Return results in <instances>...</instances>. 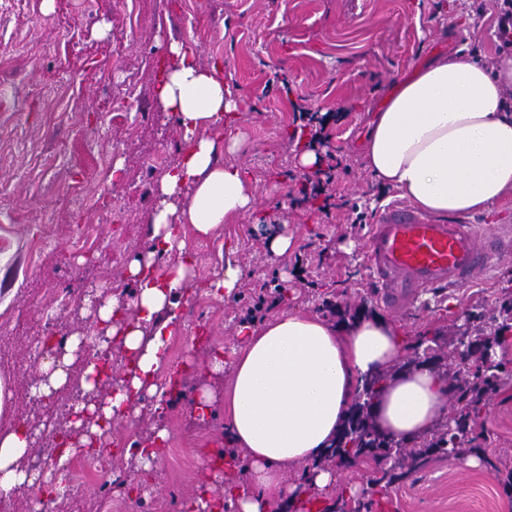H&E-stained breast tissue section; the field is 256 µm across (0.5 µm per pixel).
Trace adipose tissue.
Segmentation results:
<instances>
[{
    "instance_id": "ef3b65f1",
    "label": "adipose tissue",
    "mask_w": 512,
    "mask_h": 512,
    "mask_svg": "<svg viewBox=\"0 0 512 512\" xmlns=\"http://www.w3.org/2000/svg\"><path fill=\"white\" fill-rule=\"evenodd\" d=\"M173 59L156 86V97L183 133L179 158L157 188L146 251L125 272L134 285L135 315L117 296L103 300L95 325L124 356L118 384L103 404L79 402L68 425L88 426V436L107 441L112 423L137 413L142 396L156 397L164 413L166 389L158 375L168 362L175 333L170 310L179 291L191 287L193 261L185 237H208L248 211L254 195L240 168L219 160L235 151L237 136L218 140L226 116L236 112L221 65L198 62V50L171 42ZM512 55L494 67L458 55L438 57L402 82L366 128L365 157L383 185L412 204L436 213L487 209L512 194ZM243 345L224 392L229 447L249 460V489L233 490L238 512H304L313 493L335 488L339 471L321 461L342 430L366 378L387 374L372 400L375 429L395 441H413L444 423L451 388L426 366L402 368L406 349L390 320L362 313L336 325L318 315L286 311L259 327L242 326ZM80 340H68L61 367L40 365L37 390L51 396L71 389L68 366ZM31 444L27 426L0 428V494L32 486L21 465ZM306 464L302 481L289 471Z\"/></svg>"
}]
</instances>
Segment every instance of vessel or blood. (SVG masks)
Returning a JSON list of instances; mask_svg holds the SVG:
<instances>
[{"label": "vessel or blood", "instance_id": "vessel-or-blood-1", "mask_svg": "<svg viewBox=\"0 0 512 512\" xmlns=\"http://www.w3.org/2000/svg\"><path fill=\"white\" fill-rule=\"evenodd\" d=\"M511 252L512 233L503 228L405 205L381 212L366 243L376 297L397 314L412 311L422 292L469 287Z\"/></svg>", "mask_w": 512, "mask_h": 512}]
</instances>
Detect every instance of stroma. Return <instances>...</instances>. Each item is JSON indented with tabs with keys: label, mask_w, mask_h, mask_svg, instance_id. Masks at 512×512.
I'll return each mask as SVG.
<instances>
[{
	"label": "stroma",
	"mask_w": 512,
	"mask_h": 512,
	"mask_svg": "<svg viewBox=\"0 0 512 512\" xmlns=\"http://www.w3.org/2000/svg\"><path fill=\"white\" fill-rule=\"evenodd\" d=\"M510 10L512 0H0V306L10 316L0 333V376L10 379L13 420L38 427L57 404L31 394L34 324L49 315L65 334L88 336L94 322L79 308L95 283H107L122 299L131 295L123 273L148 245L161 178L148 164L160 154L175 163L180 153L174 117L155 95L171 40L196 45L201 65L223 66L242 143L220 158L243 169L256 197L253 209L216 235L186 238L195 290L178 299L172 338L186 349L169 356L161 374L180 376L183 398L159 418L154 398L144 397L139 415L112 427L113 437L128 443L163 420L170 438L160 457L144 468L102 447L111 468L93 484L75 479L65 497L80 501L82 512H108L113 502L118 512H186L201 488L244 483L243 455L218 473L198 467L210 449L225 445L222 407L203 419L191 409L200 390L218 393L229 381L212 373L215 353L232 359L250 293L271 277L284 288L255 318L258 326L295 309L336 323L362 311L386 315L365 266L368 227L353 223L350 207L372 218L399 194L374 179L360 138L398 81L436 54L465 45L488 67L500 53L512 54L499 26ZM69 79L74 87L60 123L46 126V103L34 91ZM107 95L120 116L103 125L97 110ZM301 106L326 113L331 151L347 168L328 187L325 213L298 192L311 175L299 164L306 143ZM46 151L57 158L48 170L40 165ZM105 156L123 164L121 180L105 189L115 220L96 225L99 246L87 258L81 241L87 216L62 189L97 180ZM285 232L293 236L288 254L273 255L271 236ZM228 263L242 277L235 294L219 300L208 285ZM510 300L512 260L468 288L424 292L415 312L397 320L407 358L420 354L418 341L429 330L440 332L444 348L467 326L493 333L494 315ZM500 358L501 388L481 413L475 441L480 467L432 455L389 488L384 512H512V490L491 467L512 458V340ZM102 483L111 486V501L101 498Z\"/></svg>",
	"instance_id": "1"
}]
</instances>
